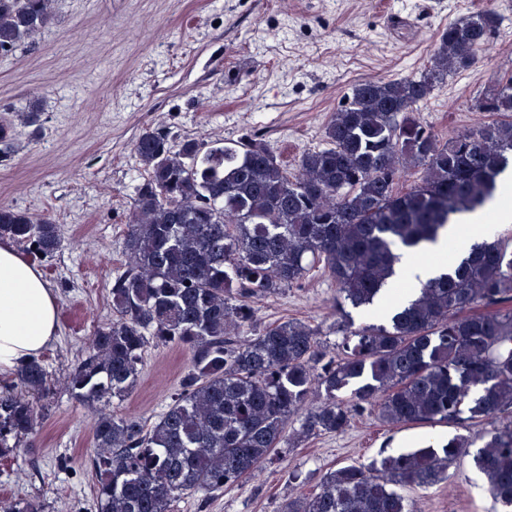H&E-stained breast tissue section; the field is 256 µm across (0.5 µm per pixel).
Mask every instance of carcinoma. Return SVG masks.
Here are the masks:
<instances>
[{"instance_id": "1", "label": "carcinoma", "mask_w": 512, "mask_h": 512, "mask_svg": "<svg viewBox=\"0 0 512 512\" xmlns=\"http://www.w3.org/2000/svg\"><path fill=\"white\" fill-rule=\"evenodd\" d=\"M54 16V0H0V53ZM499 23L492 9L475 12L442 31L420 76L355 85L325 129L327 147L304 152L292 175L259 136L175 147L169 131L149 127L133 141L146 178L127 224V268L112 285V319L65 376L93 413L96 512H173L181 496L207 498L271 462L288 418L301 417L306 436L339 434L369 409L394 426L511 419L479 435L473 461L486 492L512 508V242L441 257L446 273L378 311L397 244H435L458 214L485 208L512 164V81L475 103L509 119L444 143L417 108L438 81L471 66ZM412 167L416 179L395 191ZM2 239L44 257L64 246L52 218L6 205ZM317 264L336 285V314L350 324L353 309L378 318L349 331L326 362L314 328L292 319L260 327L253 306ZM246 329L254 336L242 340ZM152 341L185 350L189 366L147 429L112 401L136 386ZM48 389L33 360L0 391V457L35 435ZM472 445L457 433L340 467L281 512H414L397 487L445 479Z\"/></svg>"}]
</instances>
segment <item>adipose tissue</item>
Listing matches in <instances>:
<instances>
[{
    "label": "adipose tissue",
    "mask_w": 512,
    "mask_h": 512,
    "mask_svg": "<svg viewBox=\"0 0 512 512\" xmlns=\"http://www.w3.org/2000/svg\"><path fill=\"white\" fill-rule=\"evenodd\" d=\"M512 177L500 180L498 201L482 212L463 217L433 248L437 255L447 248L468 254L475 243L497 236L512 226ZM58 329V301L41 271L24 259L11 244H0V369H9L40 356Z\"/></svg>",
    "instance_id": "adipose-tissue-1"
}]
</instances>
